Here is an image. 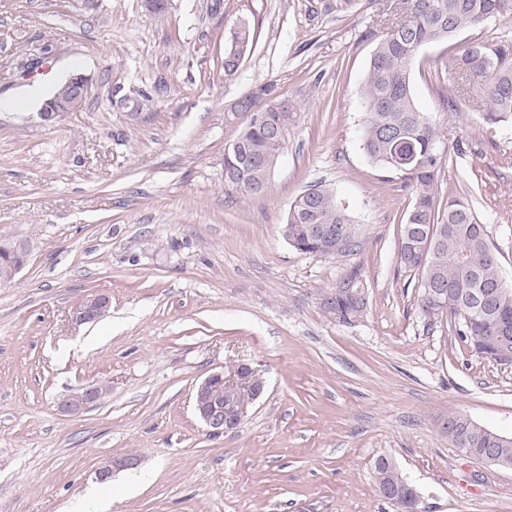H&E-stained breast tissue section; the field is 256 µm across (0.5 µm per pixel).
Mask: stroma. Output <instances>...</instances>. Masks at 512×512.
Masks as SVG:
<instances>
[{
  "mask_svg": "<svg viewBox=\"0 0 512 512\" xmlns=\"http://www.w3.org/2000/svg\"><path fill=\"white\" fill-rule=\"evenodd\" d=\"M397 0H0V239L30 261L0 287V512H395L374 481L388 458L422 512H512V470L466 457L449 413L512 436V367L472 353L453 320L426 328L419 275L397 265L411 190L361 147L362 87ZM254 47L224 73L230 30ZM512 43L496 18L425 46L411 75L443 134L441 196L470 193L512 285V128L483 122L453 80L471 41ZM34 74L17 64L33 46ZM83 75L79 109L43 121ZM293 105L262 197L224 187V147L263 85ZM320 185L361 224L336 258L282 237L289 204ZM368 311L344 326L321 294L352 270ZM108 313L72 324L88 296ZM266 378L241 426L209 434L196 386L240 363ZM102 387L78 416L58 398ZM138 457L111 481L109 458ZM87 90L85 77L74 75L59 88L52 99L47 101L41 109V118L50 121L61 112L75 111L85 99Z\"/></svg>",
  "mask_w": 512,
  "mask_h": 512,
  "instance_id": "stroma-1",
  "label": "stroma"
}]
</instances>
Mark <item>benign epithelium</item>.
<instances>
[{
	"mask_svg": "<svg viewBox=\"0 0 512 512\" xmlns=\"http://www.w3.org/2000/svg\"><path fill=\"white\" fill-rule=\"evenodd\" d=\"M87 90L85 77L81 75L71 77L41 109V118L50 121L61 112L75 111L85 99ZM12 250L15 253L14 260L0 267V282L3 284L13 283L29 261V249L26 243L15 241L12 243ZM109 305L110 301L106 295L94 294L73 311L72 321L79 325L94 323L106 314ZM240 389L250 394V401L253 402L264 393L265 381L252 367L240 364L228 375L222 372L210 374L196 387L193 398L194 411L210 433L230 432L242 424L248 404L237 405L228 400V397ZM101 396L100 387L95 385L83 387L62 396L57 401V410L65 415H77L96 404ZM465 456L491 466L512 469V462L496 448H486L480 455L467 452ZM138 464L139 460L134 456L111 458L98 468L97 479L107 481L112 478L114 472L132 469ZM380 494L396 508L403 507L402 485L397 482L387 483Z\"/></svg>",
	"mask_w": 512,
	"mask_h": 512,
	"instance_id": "1",
	"label": "benign epithelium"
}]
</instances>
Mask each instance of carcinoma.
Segmentation results:
<instances>
[{
    "mask_svg": "<svg viewBox=\"0 0 512 512\" xmlns=\"http://www.w3.org/2000/svg\"><path fill=\"white\" fill-rule=\"evenodd\" d=\"M404 19L390 23L373 49L364 88L368 118L361 134L368 160L401 175L413 198L402 221L397 248L399 266L408 271L423 270L417 303L434 310V318L454 321L460 339L478 356L497 362L504 349L512 351V290L499 294L491 310L479 312L473 303L480 288L496 284L501 277L498 256L490 242L487 225L474 210L470 197L455 195L444 200L435 184L445 163L441 134L428 113L416 104L410 75L417 50L446 40L457 33L482 25L496 17L512 14V0H399ZM255 37L249 24L240 22L230 32L224 56V74H235ZM464 88L483 106L482 118L490 125L512 124V44L472 41L462 45L451 59ZM262 86L241 97L236 106L242 112H267L279 126V134L266 126L246 123L237 134L241 154L249 166L224 155V186L246 197L268 193L271 161L285 146L293 106L286 100L269 98ZM288 235L298 252L316 256L325 246L312 227H336L337 241L344 255L355 254L362 245V231L335 195L318 186L293 200L286 214ZM436 283L447 289L445 304L431 303L427 286ZM365 285L360 272L352 271L322 294L326 317L353 325L367 310ZM444 434L457 448L480 451L499 448L512 461V438L500 439L495 432L472 422L459 433ZM375 471L378 487L406 478L386 457L378 459Z\"/></svg>",
    "mask_w": 512,
    "mask_h": 512,
    "instance_id": "carcinoma-1",
    "label": "carcinoma"
}]
</instances>
